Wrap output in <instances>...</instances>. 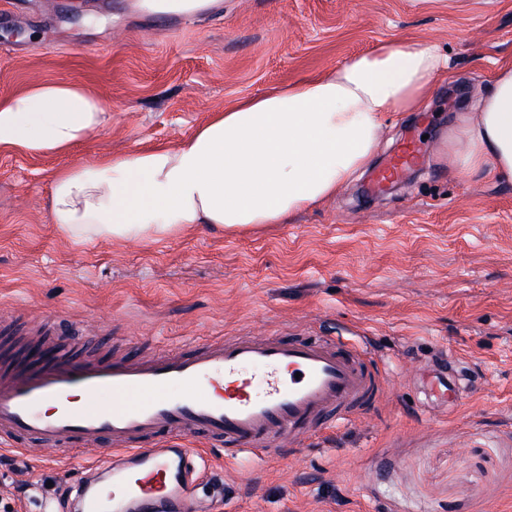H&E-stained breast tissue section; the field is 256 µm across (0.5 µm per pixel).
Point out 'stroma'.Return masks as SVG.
Here are the masks:
<instances>
[{
  "instance_id": "obj_1",
  "label": "stroma",
  "mask_w": 512,
  "mask_h": 512,
  "mask_svg": "<svg viewBox=\"0 0 512 512\" xmlns=\"http://www.w3.org/2000/svg\"><path fill=\"white\" fill-rule=\"evenodd\" d=\"M220 0L160 18L133 0H0V97L76 81L112 123L70 154L0 152V339L115 358L211 336L341 337L375 352L382 393L286 456L227 458L201 438L203 512H512V184L453 173L448 140L496 64L512 0ZM436 42L451 76L387 124L332 200L245 233L197 225L151 243L71 238L45 209L56 171L172 145L212 112L394 39ZM420 173L383 196L375 174L409 144ZM455 356L474 389L428 402ZM0 512H73L74 465L5 449Z\"/></svg>"
}]
</instances>
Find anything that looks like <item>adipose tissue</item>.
I'll return each mask as SVG.
<instances>
[{
	"label": "adipose tissue",
	"mask_w": 512,
	"mask_h": 512,
	"mask_svg": "<svg viewBox=\"0 0 512 512\" xmlns=\"http://www.w3.org/2000/svg\"><path fill=\"white\" fill-rule=\"evenodd\" d=\"M448 59L429 41L392 40L330 71L237 101L174 146L57 171L46 208L76 239L152 242L203 224L224 232L284 224L369 165L389 113L423 108ZM449 141L454 170L512 182V60ZM105 101L74 82L0 99V150L65 154L108 126Z\"/></svg>",
	"instance_id": "1"
}]
</instances>
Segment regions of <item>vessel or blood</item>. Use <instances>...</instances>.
<instances>
[{"label": "vessel or blood", "instance_id": "obj_1", "mask_svg": "<svg viewBox=\"0 0 512 512\" xmlns=\"http://www.w3.org/2000/svg\"><path fill=\"white\" fill-rule=\"evenodd\" d=\"M416 161L403 150L378 182ZM379 391L363 351L333 339L231 336L112 360L61 352L0 375V444L89 464L76 487L80 512H199L180 440L202 435L236 457L278 455L327 418L351 421ZM104 440L117 455L99 468L92 461ZM103 473L112 478L108 495Z\"/></svg>", "mask_w": 512, "mask_h": 512}]
</instances>
